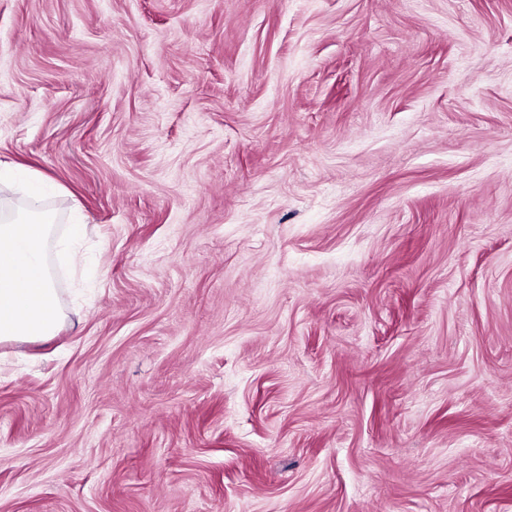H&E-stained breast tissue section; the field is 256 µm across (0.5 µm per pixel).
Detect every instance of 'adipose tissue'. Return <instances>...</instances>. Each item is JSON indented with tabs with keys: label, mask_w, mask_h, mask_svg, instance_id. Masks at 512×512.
I'll use <instances>...</instances> for the list:
<instances>
[{
	"label": "adipose tissue",
	"mask_w": 512,
	"mask_h": 512,
	"mask_svg": "<svg viewBox=\"0 0 512 512\" xmlns=\"http://www.w3.org/2000/svg\"><path fill=\"white\" fill-rule=\"evenodd\" d=\"M53 234L34 208L0 220V343L47 340L64 321L47 263Z\"/></svg>",
	"instance_id": "ef3b65f1"
}]
</instances>
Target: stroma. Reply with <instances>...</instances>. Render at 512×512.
<instances>
[{"mask_svg":"<svg viewBox=\"0 0 512 512\" xmlns=\"http://www.w3.org/2000/svg\"><path fill=\"white\" fill-rule=\"evenodd\" d=\"M0 162V512H512V0H0ZM50 223L36 208L0 220V343L47 340L64 321L47 263Z\"/></svg>","mask_w":512,"mask_h":512,"instance_id":"35a3bbf8","label":"stroma"}]
</instances>
